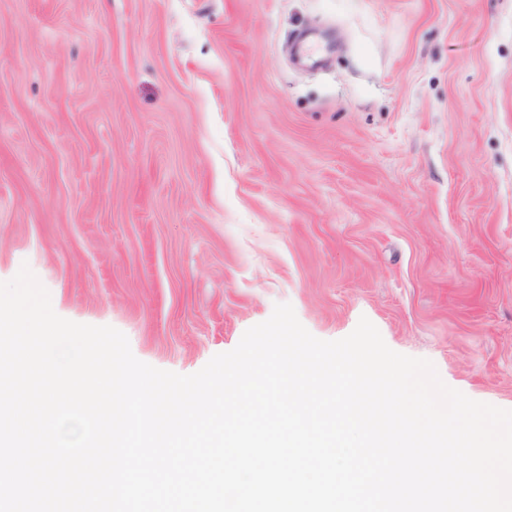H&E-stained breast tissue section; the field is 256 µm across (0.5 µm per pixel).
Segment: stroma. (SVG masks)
<instances>
[{"label":"stroma","instance_id":"35a3bbf8","mask_svg":"<svg viewBox=\"0 0 512 512\" xmlns=\"http://www.w3.org/2000/svg\"><path fill=\"white\" fill-rule=\"evenodd\" d=\"M24 264L159 369L288 303L512 410V0H0V281Z\"/></svg>","mask_w":512,"mask_h":512}]
</instances>
